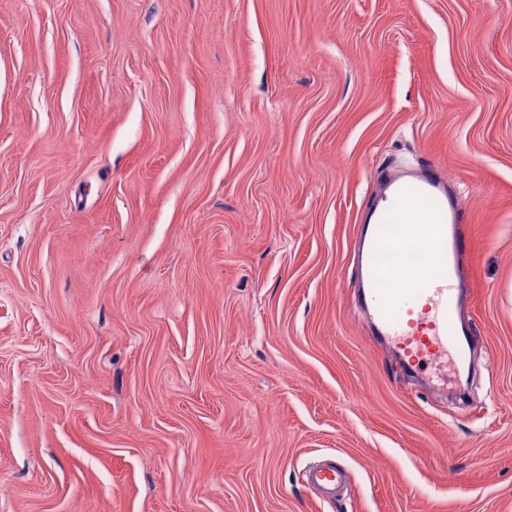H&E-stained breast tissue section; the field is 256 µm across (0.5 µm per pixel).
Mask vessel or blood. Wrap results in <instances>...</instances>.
I'll use <instances>...</instances> for the list:
<instances>
[{"label": "vessel or blood", "instance_id": "obj_1", "mask_svg": "<svg viewBox=\"0 0 512 512\" xmlns=\"http://www.w3.org/2000/svg\"><path fill=\"white\" fill-rule=\"evenodd\" d=\"M445 186L443 170L433 163L417 175L388 177L362 246L368 257L402 249L426 255L429 271L416 287H398L395 268L371 265L360 296L372 308L377 334L404 364L435 376L451 363L467 366L472 345L459 319L465 302L458 276V260L465 252L458 231L462 217ZM346 480V470L332 458L308 466L303 475L305 488L325 499L335 498Z\"/></svg>", "mask_w": 512, "mask_h": 512}]
</instances>
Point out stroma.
I'll return each instance as SVG.
<instances>
[{
  "label": "stroma",
  "mask_w": 512,
  "mask_h": 512,
  "mask_svg": "<svg viewBox=\"0 0 512 512\" xmlns=\"http://www.w3.org/2000/svg\"><path fill=\"white\" fill-rule=\"evenodd\" d=\"M429 162L477 374L423 388L353 254ZM0 512H512V0H0ZM346 480L347 472L336 462V458H328L308 466L303 475L304 487L324 499L336 498Z\"/></svg>",
  "instance_id": "35a3bbf8"
}]
</instances>
